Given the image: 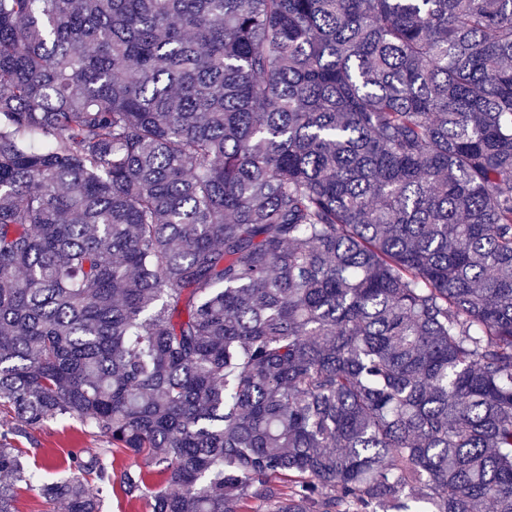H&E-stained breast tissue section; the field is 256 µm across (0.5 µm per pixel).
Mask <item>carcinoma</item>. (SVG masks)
<instances>
[{"label": "carcinoma", "instance_id": "1", "mask_svg": "<svg viewBox=\"0 0 512 512\" xmlns=\"http://www.w3.org/2000/svg\"><path fill=\"white\" fill-rule=\"evenodd\" d=\"M116 479L512 512V0H0V512ZM36 436L37 446L31 445L23 438L19 440L18 446L19 448H30L31 452L26 456V460L32 467L34 460L36 463L48 464L49 468L38 469L42 480L45 481L66 478L72 474V471L65 469L63 463L65 459H68L70 452L78 449L94 452L96 448L107 446L103 438L85 430L84 426L76 419L47 422L36 433Z\"/></svg>", "mask_w": 512, "mask_h": 512}]
</instances>
